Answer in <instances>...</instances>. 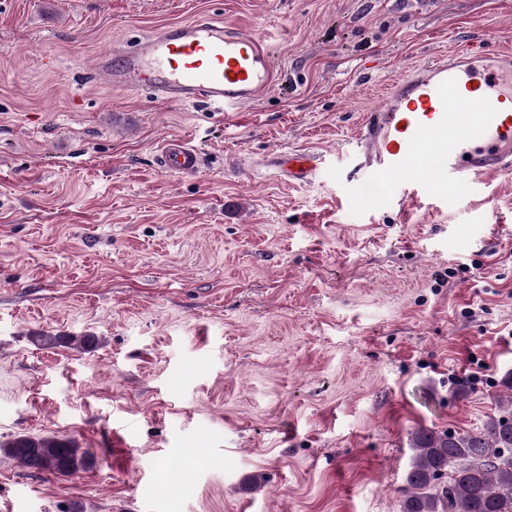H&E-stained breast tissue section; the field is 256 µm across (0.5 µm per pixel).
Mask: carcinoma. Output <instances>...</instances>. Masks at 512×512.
<instances>
[{"label": "carcinoma", "instance_id": "cac0c4a2", "mask_svg": "<svg viewBox=\"0 0 512 512\" xmlns=\"http://www.w3.org/2000/svg\"><path fill=\"white\" fill-rule=\"evenodd\" d=\"M400 512H512V411L466 435L420 429ZM4 451L21 467L67 476L86 452L60 437L21 436Z\"/></svg>", "mask_w": 512, "mask_h": 512}]
</instances>
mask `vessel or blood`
Here are the masks:
<instances>
[{"mask_svg": "<svg viewBox=\"0 0 512 512\" xmlns=\"http://www.w3.org/2000/svg\"><path fill=\"white\" fill-rule=\"evenodd\" d=\"M94 71L112 87L165 103L203 102L233 112L260 100L280 79L269 44L249 28L198 16L96 56ZM512 49L440 55L392 80L382 105L367 113L340 174L381 190L399 213L438 189L467 195L491 176L512 177ZM312 151L272 152L267 166L291 181L323 167ZM158 168L193 176L204 154L181 137L165 140Z\"/></svg>", "mask_w": 512, "mask_h": 512, "instance_id": "b4317fda", "label": "vessel or blood"}]
</instances>
